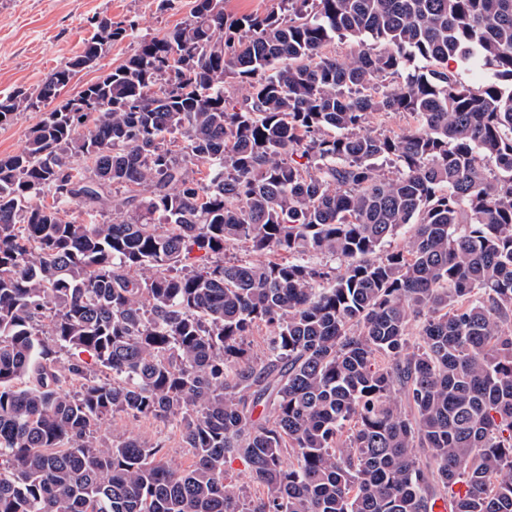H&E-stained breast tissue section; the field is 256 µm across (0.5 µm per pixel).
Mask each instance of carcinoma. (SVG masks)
<instances>
[{"label": "carcinoma", "instance_id": "obj_1", "mask_svg": "<svg viewBox=\"0 0 512 512\" xmlns=\"http://www.w3.org/2000/svg\"><path fill=\"white\" fill-rule=\"evenodd\" d=\"M130 28L0 99L44 110L0 157V512H512V0H192L54 103ZM96 435L109 442L112 439L137 438L159 444L165 448V460L178 468H187L193 459L191 449L182 448L179 433L172 426L152 417L113 413L98 423ZM228 474L226 477L225 484L228 489L236 494H245L249 496H259L264 491L261 487L256 486L244 466L239 462L235 461L228 468Z\"/></svg>", "mask_w": 512, "mask_h": 512}]
</instances>
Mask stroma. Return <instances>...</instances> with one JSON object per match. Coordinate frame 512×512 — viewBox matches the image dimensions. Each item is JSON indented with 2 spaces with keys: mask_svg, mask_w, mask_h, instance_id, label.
<instances>
[{
  "mask_svg": "<svg viewBox=\"0 0 512 512\" xmlns=\"http://www.w3.org/2000/svg\"><path fill=\"white\" fill-rule=\"evenodd\" d=\"M191 0H0V98L33 90L53 70L79 52L102 16L133 24L134 34L114 42L91 69L78 73L66 88L74 95L84 85L122 65L139 39L163 34L190 18ZM100 439L137 438L163 446L165 459L178 468L193 459L172 426L154 418L117 412L97 425Z\"/></svg>",
  "mask_w": 512,
  "mask_h": 512,
  "instance_id": "obj_1",
  "label": "stroma"
}]
</instances>
